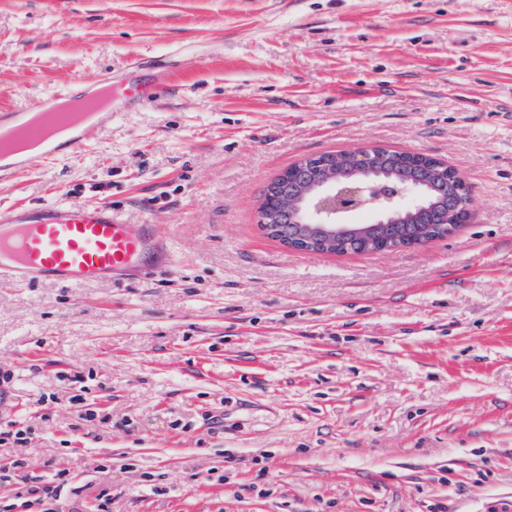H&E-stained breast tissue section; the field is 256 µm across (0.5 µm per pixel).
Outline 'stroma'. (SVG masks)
Wrapping results in <instances>:
<instances>
[{
  "label": "stroma",
  "instance_id": "obj_1",
  "mask_svg": "<svg viewBox=\"0 0 512 512\" xmlns=\"http://www.w3.org/2000/svg\"><path fill=\"white\" fill-rule=\"evenodd\" d=\"M134 73L168 88L0 208L107 201L173 261L0 282V458L67 472L61 512H512V0H0V109ZM373 146L461 172L467 223L367 254L263 232L285 169Z\"/></svg>",
  "mask_w": 512,
  "mask_h": 512
}]
</instances>
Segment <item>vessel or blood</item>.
Instances as JSON below:
<instances>
[{
	"label": "vessel or blood",
	"instance_id": "vessel-or-blood-1",
	"mask_svg": "<svg viewBox=\"0 0 512 512\" xmlns=\"http://www.w3.org/2000/svg\"><path fill=\"white\" fill-rule=\"evenodd\" d=\"M166 85L165 77L156 75L128 83L123 95L143 106L155 101ZM98 128V120L74 112L51 113L42 101L23 112L1 113L0 139L18 148L0 150V169L22 164L20 150L30 145L42 146L47 154H77ZM171 261V247L155 225L124 223L108 202L0 210V277L17 284L121 283L150 276Z\"/></svg>",
	"mask_w": 512,
	"mask_h": 512
}]
</instances>
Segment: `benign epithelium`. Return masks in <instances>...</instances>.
<instances>
[{
    "mask_svg": "<svg viewBox=\"0 0 512 512\" xmlns=\"http://www.w3.org/2000/svg\"><path fill=\"white\" fill-rule=\"evenodd\" d=\"M380 147L355 149L350 161L358 169L375 167L381 159ZM280 193L282 209L293 217L296 227L286 232L281 228V214L269 213L262 218L273 225L283 243L302 251L318 252L321 245L336 242L348 232L362 233L366 227L353 221L363 210L373 212L371 223L387 224L394 218L409 216L420 208V181L360 180L339 174L321 177L312 168H303L293 179L289 190L281 193L272 185L267 193Z\"/></svg>",
    "mask_w": 512,
    "mask_h": 512,
    "instance_id": "1",
    "label": "benign epithelium"
}]
</instances>
